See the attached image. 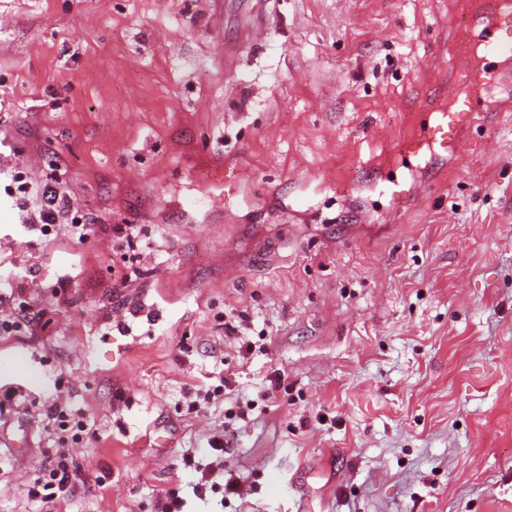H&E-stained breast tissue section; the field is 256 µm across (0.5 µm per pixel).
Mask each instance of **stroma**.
I'll return each mask as SVG.
<instances>
[{
  "instance_id": "1",
  "label": "stroma",
  "mask_w": 512,
  "mask_h": 512,
  "mask_svg": "<svg viewBox=\"0 0 512 512\" xmlns=\"http://www.w3.org/2000/svg\"><path fill=\"white\" fill-rule=\"evenodd\" d=\"M462 7L0 0V311L40 312L0 340V387L86 413L70 512L171 492L189 512H512V87L454 150L405 166L391 144L452 81L429 67ZM18 162L96 235L28 247L1 191ZM221 372L223 405L190 410L184 383ZM215 431L247 497L188 496L183 456ZM4 433L30 448L0 457V512H42L27 485L55 436L18 415Z\"/></svg>"
}]
</instances>
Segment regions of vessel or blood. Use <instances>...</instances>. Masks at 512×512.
Masks as SVG:
<instances>
[{"instance_id":"obj_1","label":"vessel or blood","mask_w":512,"mask_h":512,"mask_svg":"<svg viewBox=\"0 0 512 512\" xmlns=\"http://www.w3.org/2000/svg\"><path fill=\"white\" fill-rule=\"evenodd\" d=\"M449 33L455 50L448 59L454 77L445 93L447 105L430 109L427 121L416 125L413 138L395 140L394 151L399 156L436 144L454 148L461 130L475 124V106L492 79L480 75L473 57L478 53L493 60L512 57V0H482L478 10L457 13Z\"/></svg>"}]
</instances>
